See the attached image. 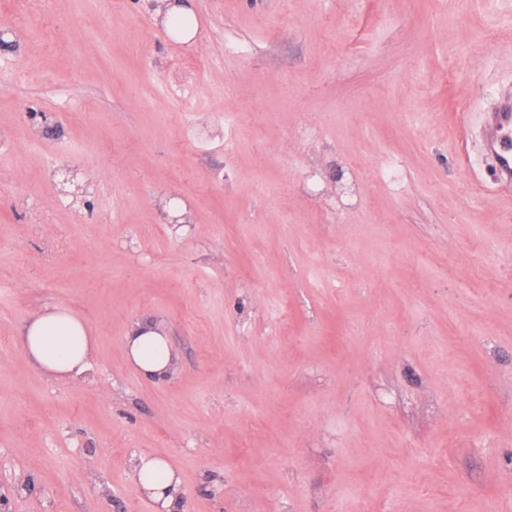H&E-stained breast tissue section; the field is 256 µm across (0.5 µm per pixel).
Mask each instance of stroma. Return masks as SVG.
Returning <instances> with one entry per match:
<instances>
[{"instance_id": "1", "label": "stroma", "mask_w": 512, "mask_h": 512, "mask_svg": "<svg viewBox=\"0 0 512 512\" xmlns=\"http://www.w3.org/2000/svg\"><path fill=\"white\" fill-rule=\"evenodd\" d=\"M192 4L0 0V512H157L141 455L179 512H512V0ZM45 308L86 379L21 349ZM164 2L163 23L168 27L171 36L181 42L191 41L198 29V23L190 3L192 0H182V2H172L169 0H160ZM484 156L499 183L512 186V92L503 95L497 107L486 115L483 128ZM21 348L49 378L70 381L91 366L94 338L85 323L59 308L33 314L18 335ZM129 363L147 377H163L174 368L175 357L168 336L149 321L132 323L125 335ZM133 470L142 493L164 510L159 512H178L181 480L170 462L141 455L136 458Z\"/></svg>"}]
</instances>
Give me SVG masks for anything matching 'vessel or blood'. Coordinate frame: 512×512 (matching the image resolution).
<instances>
[{
  "label": "vessel or blood",
  "mask_w": 512,
  "mask_h": 512,
  "mask_svg": "<svg viewBox=\"0 0 512 512\" xmlns=\"http://www.w3.org/2000/svg\"><path fill=\"white\" fill-rule=\"evenodd\" d=\"M483 150L503 186H512V92L503 95L485 118Z\"/></svg>",
  "instance_id": "vessel-or-blood-1"
}]
</instances>
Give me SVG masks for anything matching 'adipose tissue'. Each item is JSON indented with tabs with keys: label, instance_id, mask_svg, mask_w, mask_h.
I'll use <instances>...</instances> for the list:
<instances>
[{
	"label": "adipose tissue",
	"instance_id": "adipose-tissue-1",
	"mask_svg": "<svg viewBox=\"0 0 512 512\" xmlns=\"http://www.w3.org/2000/svg\"><path fill=\"white\" fill-rule=\"evenodd\" d=\"M21 348L49 378L70 381L83 377L91 366L94 338L85 323L59 308L33 314L18 335ZM129 363L148 377H162L174 368L168 336L149 321L132 323L125 335ZM134 475L142 493L163 512H176L181 480L167 460L155 456L136 458Z\"/></svg>",
	"mask_w": 512,
	"mask_h": 512
}]
</instances>
